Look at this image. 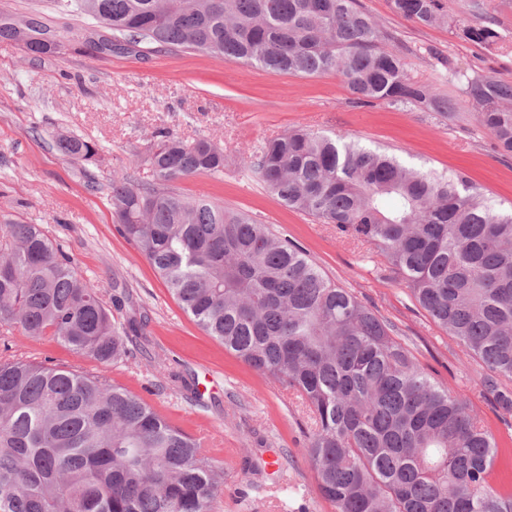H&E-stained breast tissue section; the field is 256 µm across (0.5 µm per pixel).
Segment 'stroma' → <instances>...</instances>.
Instances as JSON below:
<instances>
[{
    "instance_id": "obj_1",
    "label": "stroma",
    "mask_w": 512,
    "mask_h": 512,
    "mask_svg": "<svg viewBox=\"0 0 512 512\" xmlns=\"http://www.w3.org/2000/svg\"><path fill=\"white\" fill-rule=\"evenodd\" d=\"M359 4L394 35L390 47L404 56L414 78L441 97L465 100L462 73L512 83V0L494 2L490 15L501 42L490 46L459 38L445 25H416L393 12L390 0ZM1 17L34 23L62 43L57 51L32 55L22 44L0 40V224L40 225L62 242L104 301L123 287L126 299L114 318L135 322L138 334L127 357L103 365L52 337L0 329V357L99 375L146 402L223 467L216 512H335L317 489L302 406L286 386L207 336L113 221L112 175L152 181L146 156L158 130L206 138L224 151L223 174L177 180V192L208 195L294 241L326 278L394 323L425 373L470 396L498 444L494 470L505 471L512 431L480 393L483 363L411 298L372 246L289 209L239 167L266 139L304 127L347 135L419 170L465 173L496 208L510 209L512 156L494 150L472 112L447 119L419 106H360L337 73L279 74L164 47L100 51L90 42L109 37V30L59 14L48 0H0ZM62 133L96 141L100 161L80 165L63 156L55 147ZM196 392L203 407L190 401Z\"/></svg>"
}]
</instances>
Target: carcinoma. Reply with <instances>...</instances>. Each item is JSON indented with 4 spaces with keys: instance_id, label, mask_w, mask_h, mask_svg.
Returning a JSON list of instances; mask_svg holds the SVG:
<instances>
[{
    "instance_id": "1",
    "label": "carcinoma",
    "mask_w": 512,
    "mask_h": 512,
    "mask_svg": "<svg viewBox=\"0 0 512 512\" xmlns=\"http://www.w3.org/2000/svg\"><path fill=\"white\" fill-rule=\"evenodd\" d=\"M479 20L458 27L497 43ZM56 11L112 31L99 50L157 45L240 60L267 71L340 73L358 104L424 106L452 119L460 104L417 82L394 37L358 0H53ZM434 26L442 0H390ZM466 104L497 151L512 154V83L458 75ZM62 154L100 158V146L60 136ZM154 182L112 177L118 231L152 265L182 309L251 368L288 387L314 428L308 455L336 512H512L498 483L493 436L467 395L433 381L381 319L325 278L288 239L207 196L169 184L224 173L207 139L157 135ZM286 206L374 246L415 301L487 369L483 395L512 415V212L478 186L403 166L344 135L294 129L245 160ZM0 327L52 336L101 364L129 353L98 288L38 225L0 224ZM223 472L125 389L94 375L0 358V512H214Z\"/></svg>"
}]
</instances>
